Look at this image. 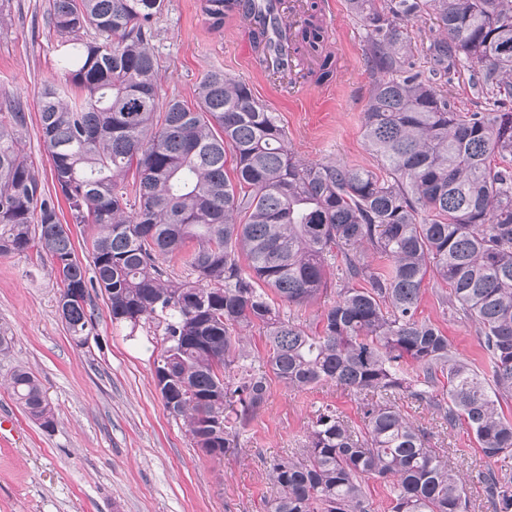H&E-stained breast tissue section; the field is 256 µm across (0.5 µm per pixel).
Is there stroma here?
Segmentation results:
<instances>
[{"label": "stroma", "mask_w": 512, "mask_h": 512, "mask_svg": "<svg viewBox=\"0 0 512 512\" xmlns=\"http://www.w3.org/2000/svg\"><path fill=\"white\" fill-rule=\"evenodd\" d=\"M48 0H0V113L22 107L28 126L25 151L45 188L53 169L39 133L38 97L59 79L56 37ZM151 46L161 65L162 96L195 103L207 71L221 69L249 84L277 112L298 160L376 168L362 137V116L373 84L366 66L367 33L348 0H334L325 49L336 59L331 82H317L318 61L304 58V81L295 85L255 72L247 63L248 32L225 18L213 28L202 0H164ZM440 285L427 283L420 319L436 324L460 359L487 363L473 327L441 304ZM59 282L36 250L0 255V327L13 341L0 351V414L17 423L0 438V512H267L276 488L271 460L303 448L322 405L352 421L361 399L324 382L296 390L269 380L265 406L243 432L234 453L217 462L194 448L183 421L164 408L153 360L160 339L148 325L113 324L101 291L91 293L95 327L76 346L57 311ZM31 369L55 408L54 431H43L22 412L10 387L16 367ZM402 415L433 434L431 444L449 455L464 482L472 512H494L477 473L485 466L466 425L446 428L427 406L398 400Z\"/></svg>", "instance_id": "obj_1"}]
</instances>
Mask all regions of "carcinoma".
<instances>
[{
  "label": "carcinoma",
  "mask_w": 512,
  "mask_h": 512,
  "mask_svg": "<svg viewBox=\"0 0 512 512\" xmlns=\"http://www.w3.org/2000/svg\"><path fill=\"white\" fill-rule=\"evenodd\" d=\"M163 2L50 0L61 77L42 88L38 112L53 191L25 153L26 113H0V255L35 247L51 258L78 346L93 329L92 288L113 322L154 323L164 407L215 461L238 447L271 375L362 396L361 424L327 405L303 453L273 460L268 512H375L370 475L390 484L388 512H471L432 434L395 400L425 405L450 427L465 422L490 461L512 453V420L498 411L512 399V110L502 111L512 104V0H349L376 74L362 128L381 175L295 160L277 113L222 70L205 74L193 106L162 98L150 41ZM207 2L216 25L245 4ZM429 12L440 36L417 70L407 23ZM322 32L310 14L293 51L320 56L317 79L327 82L335 63ZM463 71L474 96L465 112L447 90ZM63 201L73 223L96 226L87 266L61 221ZM365 247L388 260L385 271L364 261ZM173 260L187 275L168 273ZM333 262L343 285L309 332L275 299L313 301ZM428 277L448 286L453 316L475 325L492 380L418 319ZM254 325L266 333L264 371L239 349ZM11 386L30 419L54 428L36 376L18 369ZM479 477L495 512H512V476L489 468Z\"/></svg>",
  "instance_id": "carcinoma-1"
}]
</instances>
